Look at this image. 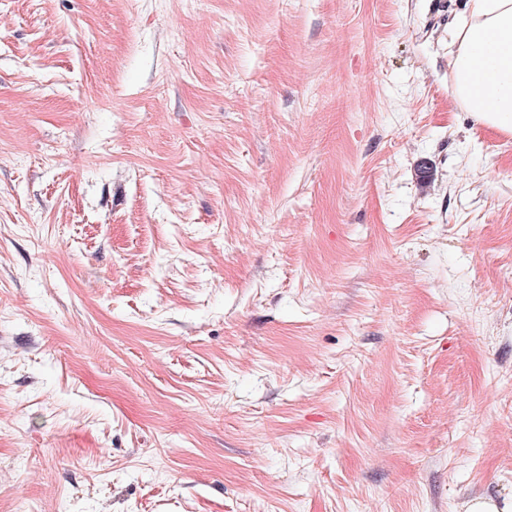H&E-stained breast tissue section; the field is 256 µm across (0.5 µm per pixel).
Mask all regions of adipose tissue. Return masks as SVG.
I'll return each instance as SVG.
<instances>
[{"instance_id": "obj_1", "label": "adipose tissue", "mask_w": 512, "mask_h": 512, "mask_svg": "<svg viewBox=\"0 0 512 512\" xmlns=\"http://www.w3.org/2000/svg\"><path fill=\"white\" fill-rule=\"evenodd\" d=\"M449 66L453 100L512 137V0H465L451 26Z\"/></svg>"}]
</instances>
